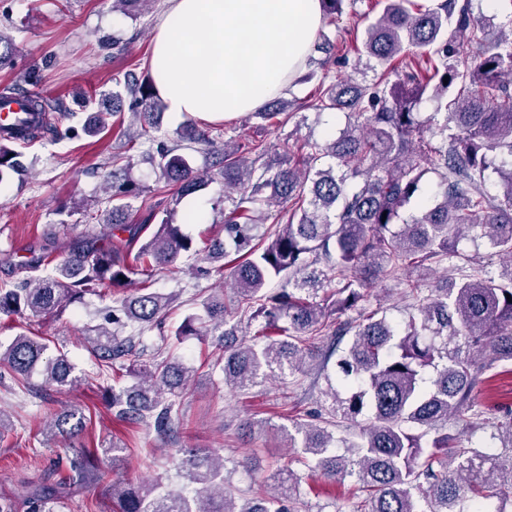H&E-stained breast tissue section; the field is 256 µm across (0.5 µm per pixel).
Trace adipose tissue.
<instances>
[{"mask_svg":"<svg viewBox=\"0 0 512 512\" xmlns=\"http://www.w3.org/2000/svg\"><path fill=\"white\" fill-rule=\"evenodd\" d=\"M149 71L168 112L221 122L288 94L325 24L321 0H165Z\"/></svg>","mask_w":512,"mask_h":512,"instance_id":"ef3b65f1","label":"adipose tissue"}]
</instances>
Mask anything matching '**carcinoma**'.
<instances>
[{
	"label": "carcinoma",
	"mask_w": 512,
	"mask_h": 512,
	"mask_svg": "<svg viewBox=\"0 0 512 512\" xmlns=\"http://www.w3.org/2000/svg\"><path fill=\"white\" fill-rule=\"evenodd\" d=\"M377 4L381 11L364 15L362 33L339 57L318 32L315 50L323 58H308L302 79L314 75V65L328 72L338 62L374 76L320 82L312 106L340 110L347 122L322 144L304 142L302 160L260 138L243 149L231 137L220 145L192 119L176 145L151 139L156 195L178 200L223 180L224 238L195 248L161 199L142 200L138 223H131V200L143 189L127 174L132 161L114 155L104 198L109 234L83 235L58 259L42 246L18 262L25 278L0 286L1 316L38 322L106 285H130L140 265L174 268L184 258L208 277L224 274L216 262L231 256L225 286L233 297L208 295L202 313L185 318L175 335L210 337L223 351L224 383L238 391L287 376L296 383L311 371L326 382L316 421L297 420L288 434L290 442L301 436L297 462L304 471L279 466L242 491L226 481L217 452L180 448L179 476L193 493L159 480L112 483L109 512H299L314 475L352 482L362 512H489L492 502L494 512L512 508V409L483 421L487 443L465 447L448 433L450 423L462 434L472 428L471 394L486 371L512 364V11L493 35L474 16L472 0ZM471 43L483 45L475 59L465 51ZM15 52L0 33V68ZM125 89L144 107L133 113L140 131L157 128L150 75L130 77ZM425 100L433 107L427 115L419 111ZM290 107L274 97L254 117L265 129L279 126ZM26 110L27 125L0 134V167L24 168L19 138L44 125L48 104L32 98ZM122 110L121 95H112L88 131L101 133ZM194 144L217 173L179 154ZM321 158L327 167L315 166ZM491 173L494 194L486 190ZM429 174L431 195L423 197ZM273 208L285 223L267 242L260 228ZM463 239L487 240L492 255L507 262L489 269L454 264L464 258ZM275 279L280 288L273 291ZM395 280L407 306L400 322L381 306H365L372 288ZM173 302L170 294L137 288L114 300L106 324L86 337L100 370L116 378L130 367L137 378L112 392L114 417L143 423L162 438L173 432L177 399L196 370L158 348L143 360L140 346L146 332L162 327ZM230 315L237 318L232 325ZM256 322L260 330L244 340ZM47 349L41 337L20 331L0 349V369L35 372L47 386L78 382L67 355L49 357ZM85 428L81 411L64 410L46 424L43 444ZM336 429L345 435L335 436ZM96 460L88 448L77 452L67 475L29 491V512H61L67 486L104 480Z\"/></svg>",
	"instance_id": "1"
}]
</instances>
